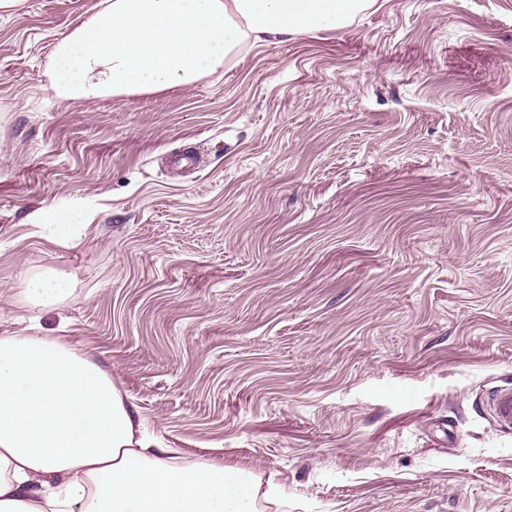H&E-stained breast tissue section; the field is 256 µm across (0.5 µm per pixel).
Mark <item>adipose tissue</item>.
Returning a JSON list of instances; mask_svg holds the SVG:
<instances>
[{"label":"adipose tissue","mask_w":512,"mask_h":512,"mask_svg":"<svg viewBox=\"0 0 512 512\" xmlns=\"http://www.w3.org/2000/svg\"><path fill=\"white\" fill-rule=\"evenodd\" d=\"M375 0H102L44 72L62 104L187 87L260 44L333 29ZM63 274L27 278L42 308ZM287 490L253 470L152 447L92 356L59 338L0 336V512H264Z\"/></svg>","instance_id":"1"}]
</instances>
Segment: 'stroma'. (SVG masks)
Masks as SVG:
<instances>
[{"label": "stroma", "instance_id": "35a3bbf8", "mask_svg": "<svg viewBox=\"0 0 512 512\" xmlns=\"http://www.w3.org/2000/svg\"><path fill=\"white\" fill-rule=\"evenodd\" d=\"M99 2L0 11V335L67 338L153 440L288 512H512L481 401L512 384V0H376L185 88L58 104L51 49ZM70 207L78 243H47ZM48 269L56 310L23 292ZM71 286L72 281L68 276L47 272L28 277L24 281V294L31 303L52 309L64 301Z\"/></svg>", "mask_w": 512, "mask_h": 512}]
</instances>
